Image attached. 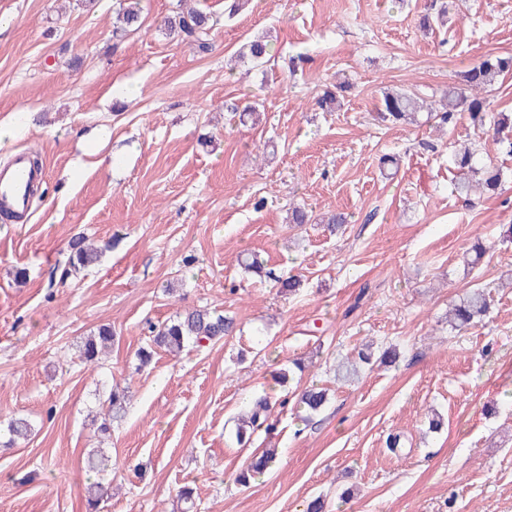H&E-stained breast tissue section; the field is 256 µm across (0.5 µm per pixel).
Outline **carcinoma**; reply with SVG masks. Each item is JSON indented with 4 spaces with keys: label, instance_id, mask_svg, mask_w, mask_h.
Wrapping results in <instances>:
<instances>
[{
    "label": "carcinoma",
    "instance_id": "cac0c4a2",
    "mask_svg": "<svg viewBox=\"0 0 512 512\" xmlns=\"http://www.w3.org/2000/svg\"><path fill=\"white\" fill-rule=\"evenodd\" d=\"M118 20L122 23L120 32L123 34L138 30L142 24L141 10L136 0H118ZM164 27L171 33L181 36L193 43L199 52L211 50L212 26L209 18L193 9L177 13L164 21ZM246 52L242 58L256 65L270 61V45L265 38L256 37L245 45ZM508 74H512V54L487 57L471 65L460 75V81L448 87V95L441 101L438 116L445 124L452 123L462 112L469 115L473 125L483 128L493 126L497 132L512 127V115L494 112L491 109V96L499 82ZM352 87L348 81L339 82L335 90H327L318 100L320 107L339 106L341 94ZM433 110L425 99L414 92H387L382 99L379 118L393 124L410 123L417 114L424 110ZM453 164L459 172L455 183L456 191L469 197L475 193H498L501 189L503 174L495 166L484 163L478 156L477 149L468 147L456 152ZM70 253L67 259L68 271L76 272L92 266L99 261L101 251L84 235H77L69 243ZM489 306L488 293L483 288H474L467 292L448 313V326L452 331L461 332L469 328L475 319L486 314ZM235 321L221 312L206 307L194 308L179 314L162 323L150 327L151 346L162 349L174 357L180 356L187 348L193 346L204 348L216 343L233 332ZM116 339L112 327L100 325L85 338L80 349V359L85 363H95L99 355L105 353ZM370 363L371 355L358 353V360H349L337 370L339 378L349 381L357 376V362ZM330 389L310 386L300 390L293 396V410L298 418L307 421L320 413L329 402ZM106 402L109 406L107 418L99 426L103 434L110 432L112 422L125 417L127 409L126 391L115 387L110 390ZM272 404L268 396L261 394L251 402L244 418L235 428L234 438L238 445L248 446L252 443L253 434L268 420ZM32 430L31 422L26 418H14L7 425L8 439L4 446L11 447L17 440L27 437ZM276 460V450L265 448L253 455L249 464L242 469L236 481L247 486L263 476Z\"/></svg>",
    "mask_w": 512,
    "mask_h": 512
}]
</instances>
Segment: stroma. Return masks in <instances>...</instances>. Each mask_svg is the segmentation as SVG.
Returning a JSON list of instances; mask_svg holds the SVG:
<instances>
[{
    "label": "stroma",
    "mask_w": 512,
    "mask_h": 512,
    "mask_svg": "<svg viewBox=\"0 0 512 512\" xmlns=\"http://www.w3.org/2000/svg\"><path fill=\"white\" fill-rule=\"evenodd\" d=\"M224 3L140 0L141 29L117 37L116 0H0V126L14 133L0 161L35 152L46 173L28 219L0 220V432L34 426L0 447V512H86L97 448L112 458L97 512H174L187 483L196 512H303L318 495L326 512H512V154L464 114L375 119L383 88L438 100L512 52V0H455L444 17L432 0H244L231 19ZM183 5L210 15L208 53L167 34ZM261 32L272 61H236ZM341 73L354 88L323 111ZM469 143L502 169L501 195L454 192L452 153ZM293 204L308 223L287 222ZM338 211L350 222L332 235ZM79 233L107 250L67 276ZM252 251L272 278L244 273ZM291 273L303 286L288 297L276 279ZM477 286L489 313L451 332L449 303ZM193 306L237 332L139 369L150 325ZM101 324L117 341L89 366L77 347ZM365 341L396 345V364L335 381ZM297 359L302 384L334 396L307 423L276 407L255 445L279 460L241 486L235 417L258 391L284 398L274 376ZM115 385L130 404L103 438L87 414Z\"/></svg>",
    "instance_id": "35a3bbf8"
}]
</instances>
